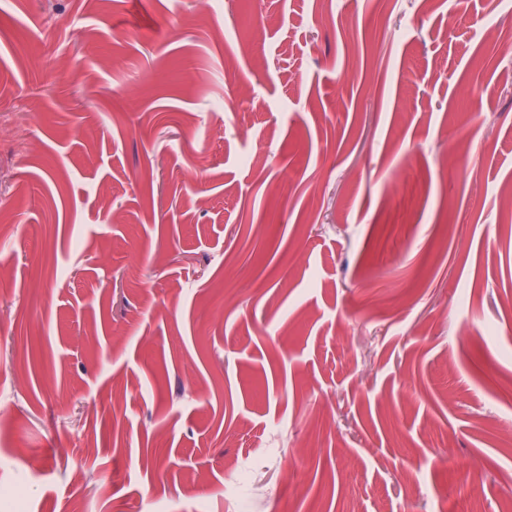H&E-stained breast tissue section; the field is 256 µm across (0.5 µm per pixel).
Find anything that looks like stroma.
<instances>
[{
  "label": "stroma",
  "instance_id": "obj_1",
  "mask_svg": "<svg viewBox=\"0 0 512 512\" xmlns=\"http://www.w3.org/2000/svg\"><path fill=\"white\" fill-rule=\"evenodd\" d=\"M512 0H0V512H504Z\"/></svg>",
  "mask_w": 512,
  "mask_h": 512
}]
</instances>
